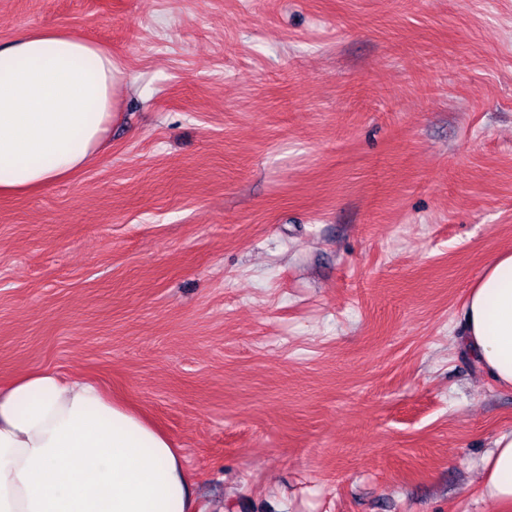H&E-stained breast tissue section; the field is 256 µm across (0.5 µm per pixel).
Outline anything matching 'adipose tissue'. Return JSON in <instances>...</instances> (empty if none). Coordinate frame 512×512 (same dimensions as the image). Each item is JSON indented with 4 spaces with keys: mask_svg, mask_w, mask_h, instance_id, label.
I'll return each instance as SVG.
<instances>
[{
    "mask_svg": "<svg viewBox=\"0 0 512 512\" xmlns=\"http://www.w3.org/2000/svg\"><path fill=\"white\" fill-rule=\"evenodd\" d=\"M122 70L74 31L0 46V195L45 190L90 164ZM460 343L512 390V250L471 287ZM482 494L512 508V431L488 455ZM0 512H198L169 437L94 381L34 369L0 384Z\"/></svg>",
    "mask_w": 512,
    "mask_h": 512,
    "instance_id": "obj_1",
    "label": "adipose tissue"
}]
</instances>
